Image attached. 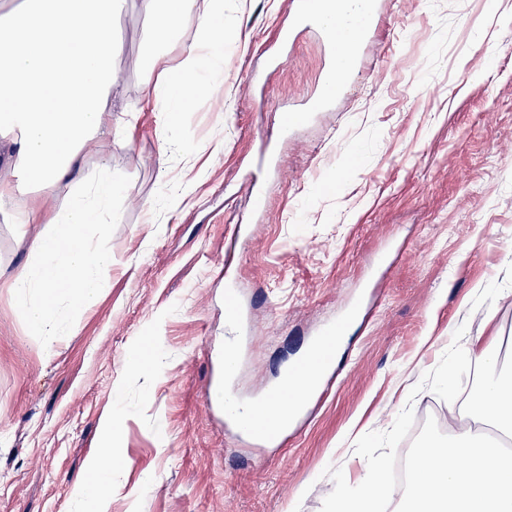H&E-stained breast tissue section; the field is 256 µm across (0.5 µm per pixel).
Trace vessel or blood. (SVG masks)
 <instances>
[{
  "label": "vessel or blood",
  "instance_id": "b4317fda",
  "mask_svg": "<svg viewBox=\"0 0 512 512\" xmlns=\"http://www.w3.org/2000/svg\"><path fill=\"white\" fill-rule=\"evenodd\" d=\"M293 26L322 31L327 49L328 75L322 90L306 99L302 114L324 111L348 82L361 49L376 29L373 0H289ZM346 323L322 329L304 359L284 369L278 382L259 400L242 401L231 389L214 388L212 401L224 411V422L246 438L276 445L294 432L310 402L323 391L334 368L338 339Z\"/></svg>",
  "mask_w": 512,
  "mask_h": 512
}]
</instances>
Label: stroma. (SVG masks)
<instances>
[{"instance_id": "stroma-1", "label": "stroma", "mask_w": 512, "mask_h": 512, "mask_svg": "<svg viewBox=\"0 0 512 512\" xmlns=\"http://www.w3.org/2000/svg\"><path fill=\"white\" fill-rule=\"evenodd\" d=\"M378 9L346 94L280 139L282 109L324 82L322 34L297 29L279 57L286 0H224V70L178 114L173 153L141 99L155 24L128 0L116 31L127 139L82 156L89 171L108 159L125 188L84 231L114 264L94 307L63 308L54 340L6 286L30 236L0 216V512H333L368 464L447 437L482 377L469 352L512 361V0ZM253 71L264 86H247ZM235 222L247 241L228 274ZM230 286L252 325L245 399L360 309L335 375L279 447L252 444L209 404ZM148 346L155 358L136 368ZM355 420L363 432L347 438ZM105 447L117 465L93 505L81 486Z\"/></svg>"}]
</instances>
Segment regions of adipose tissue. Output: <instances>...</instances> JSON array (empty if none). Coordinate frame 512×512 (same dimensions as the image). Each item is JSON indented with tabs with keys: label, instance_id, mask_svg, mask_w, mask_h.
I'll return each instance as SVG.
<instances>
[{
	"label": "adipose tissue",
	"instance_id": "ef3b65f1",
	"mask_svg": "<svg viewBox=\"0 0 512 512\" xmlns=\"http://www.w3.org/2000/svg\"><path fill=\"white\" fill-rule=\"evenodd\" d=\"M156 23V45L141 64L157 81L145 101L170 132L177 113L212 92L203 70L222 71L213 51L224 36V0H136ZM123 0H0V139L17 148L12 171L0 175V215L11 224H36L33 260L9 286L40 335L60 329L56 305L74 298L94 306L112 270V254L91 250L81 238L100 223L120 187L108 162L85 172L82 154L111 133L122 111L117 79L120 51L116 19ZM198 20L197 37L175 71H164L170 48L180 42L183 21ZM72 195L51 201L62 183ZM482 368L477 407L448 419V438L428 440L409 466L402 494L388 484L383 465L370 469L358 490L339 495L335 512H512V451L487 440L488 431L512 437V373L496 352L472 353Z\"/></svg>",
	"mask_w": 512,
	"mask_h": 512
}]
</instances>
